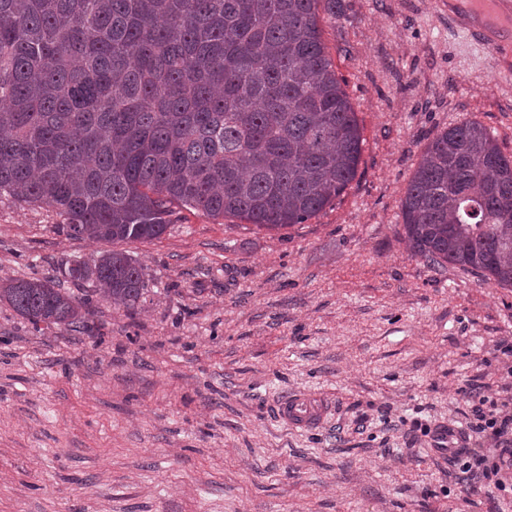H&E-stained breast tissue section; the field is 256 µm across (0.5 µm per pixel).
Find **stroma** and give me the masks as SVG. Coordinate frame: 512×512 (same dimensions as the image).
Returning a JSON list of instances; mask_svg holds the SVG:
<instances>
[{"label": "stroma", "mask_w": 512, "mask_h": 512, "mask_svg": "<svg viewBox=\"0 0 512 512\" xmlns=\"http://www.w3.org/2000/svg\"><path fill=\"white\" fill-rule=\"evenodd\" d=\"M322 39L356 112L355 180L279 231L176 208L125 249L134 309L87 284L80 328L0 303V512H512L460 493L432 432L465 427L512 357V288L411 256L401 200L428 141L466 119L512 154V79L448 21V0H342ZM0 196V282L58 276L104 242ZM326 400L307 430L275 406Z\"/></svg>", "instance_id": "obj_1"}]
</instances>
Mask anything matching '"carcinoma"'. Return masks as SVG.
I'll list each match as a JSON object with an SVG mask.
<instances>
[{"mask_svg": "<svg viewBox=\"0 0 512 512\" xmlns=\"http://www.w3.org/2000/svg\"><path fill=\"white\" fill-rule=\"evenodd\" d=\"M341 0H0V195L74 239L159 238L171 206L303 224L357 176L361 128L322 41ZM412 255L512 288V155L477 120L436 132L401 202ZM134 307L123 250L64 270ZM34 327H77L57 277L0 283Z\"/></svg>", "mask_w": 512, "mask_h": 512, "instance_id": "cac0c4a2", "label": "carcinoma"}]
</instances>
